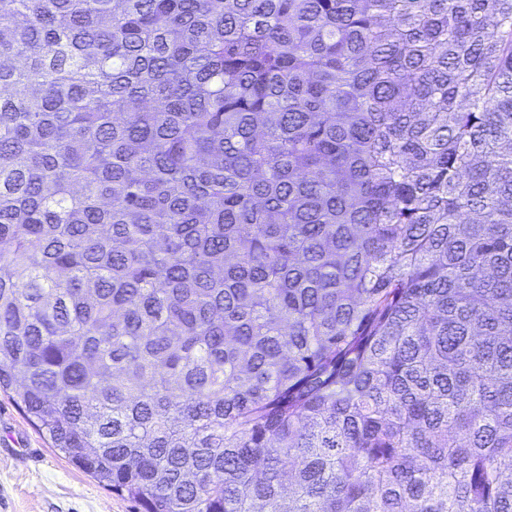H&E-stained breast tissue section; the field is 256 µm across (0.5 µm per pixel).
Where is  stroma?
<instances>
[{
	"mask_svg": "<svg viewBox=\"0 0 512 512\" xmlns=\"http://www.w3.org/2000/svg\"><path fill=\"white\" fill-rule=\"evenodd\" d=\"M0 512H143L75 467L0 394Z\"/></svg>",
	"mask_w": 512,
	"mask_h": 512,
	"instance_id": "stroma-1",
	"label": "stroma"
}]
</instances>
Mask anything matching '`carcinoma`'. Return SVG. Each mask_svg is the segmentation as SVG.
<instances>
[{"instance_id":"carcinoma-1","label":"carcinoma","mask_w":512,"mask_h":512,"mask_svg":"<svg viewBox=\"0 0 512 512\" xmlns=\"http://www.w3.org/2000/svg\"><path fill=\"white\" fill-rule=\"evenodd\" d=\"M143 512H512V0H0V391Z\"/></svg>"}]
</instances>
